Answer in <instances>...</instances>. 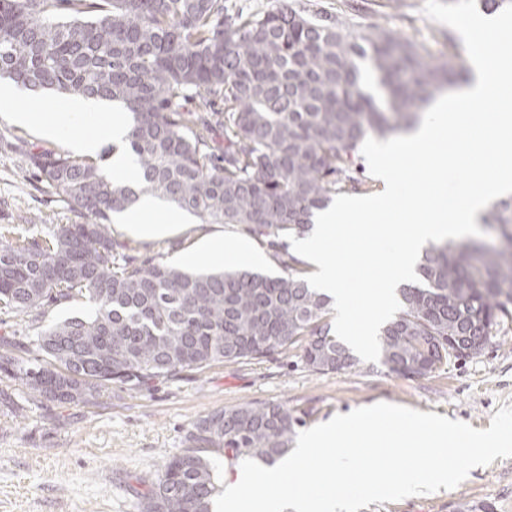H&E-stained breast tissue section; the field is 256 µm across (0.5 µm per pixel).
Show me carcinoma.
<instances>
[{
  "label": "carcinoma",
  "mask_w": 512,
  "mask_h": 512,
  "mask_svg": "<svg viewBox=\"0 0 512 512\" xmlns=\"http://www.w3.org/2000/svg\"><path fill=\"white\" fill-rule=\"evenodd\" d=\"M365 56L380 74L384 109L359 88ZM459 76L408 38L291 7L255 16L229 0H0V77L119 105L140 171L133 186L103 173L104 155L30 158L83 222L54 224L44 236L28 224L0 225V314L38 318L80 300L91 311L40 330L32 350L0 337V373L23 387L18 413L46 401L87 404L112 383L141 391L294 349L316 373L354 367L329 299L305 281L284 234L303 236L314 211L360 189L352 170L368 133L410 130ZM202 94L224 109L188 108ZM142 194L204 224L237 226L283 274L187 272L164 260L173 241L152 257L125 253L108 225ZM484 223L495 232L490 243L425 250L419 281L402 289V307L379 336L391 372L424 377L477 355L512 313V197L494 203ZM301 423L273 402L200 417L141 512H209L216 483L206 453L272 465Z\"/></svg>",
  "instance_id": "carcinoma-1"
}]
</instances>
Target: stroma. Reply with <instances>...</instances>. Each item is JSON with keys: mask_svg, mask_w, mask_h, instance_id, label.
<instances>
[{"mask_svg": "<svg viewBox=\"0 0 512 512\" xmlns=\"http://www.w3.org/2000/svg\"><path fill=\"white\" fill-rule=\"evenodd\" d=\"M235 9L266 14L281 6L316 11L366 29L376 25L412 39L429 60H452L468 69L461 37L429 20L424 0H232ZM69 152L66 137L45 136L38 125H17L0 112V224H75L62 197L40 183L28 163L32 151ZM159 225L141 235L113 220V238L128 253L150 257L164 241L177 250L166 261L186 270L211 269L200 246L213 234L226 246L260 241L228 224L165 226L163 213L146 216ZM22 387L0 373V512H140L142 493L165 461L183 450L191 423L211 411L248 402L287 404L312 427L335 415L380 402L435 413L489 428L501 407L512 406V319H501L492 342L466 361H449L431 375L405 378L382 363L315 373L290 352L266 361L224 362L179 381L160 379L139 392L112 384L89 404L45 403L17 416ZM362 512H512V458L470 471L455 489L373 503Z\"/></svg>", "mask_w": 512, "mask_h": 512, "instance_id": "stroma-1", "label": "stroma"}]
</instances>
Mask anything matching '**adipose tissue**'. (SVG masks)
I'll use <instances>...</instances> for the list:
<instances>
[{"label": "adipose tissue", "instance_id": "ef3b65f1", "mask_svg": "<svg viewBox=\"0 0 512 512\" xmlns=\"http://www.w3.org/2000/svg\"><path fill=\"white\" fill-rule=\"evenodd\" d=\"M108 105L102 101L77 97L70 100L68 110L73 126L82 130L81 135L71 137V148L80 155L92 157L98 154L103 142L116 145L117 151L111 159L110 169L124 178L127 183H135L139 178V167L131 152L125 151L124 144L128 132V120L125 113H109V123L104 134L90 132L93 118L107 111Z\"/></svg>", "mask_w": 512, "mask_h": 512}]
</instances>
